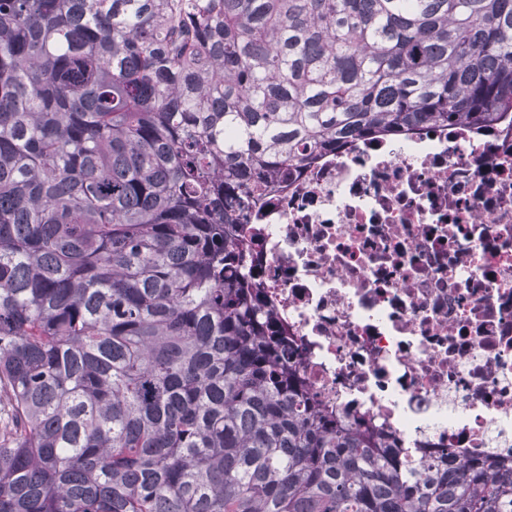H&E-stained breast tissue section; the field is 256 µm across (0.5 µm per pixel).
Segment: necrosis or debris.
Instances as JSON below:
<instances>
[{"mask_svg":"<svg viewBox=\"0 0 512 512\" xmlns=\"http://www.w3.org/2000/svg\"><path fill=\"white\" fill-rule=\"evenodd\" d=\"M284 360L423 460L512 471V127L356 139L248 227Z\"/></svg>","mask_w":512,"mask_h":512,"instance_id":"necrosis-or-debris-1","label":"necrosis or debris"}]
</instances>
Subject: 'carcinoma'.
<instances>
[{
    "mask_svg": "<svg viewBox=\"0 0 512 512\" xmlns=\"http://www.w3.org/2000/svg\"><path fill=\"white\" fill-rule=\"evenodd\" d=\"M512 116V0H0V512H512L320 403L247 217Z\"/></svg>",
    "mask_w": 512,
    "mask_h": 512,
    "instance_id": "cac0c4a2",
    "label": "carcinoma"
}]
</instances>
